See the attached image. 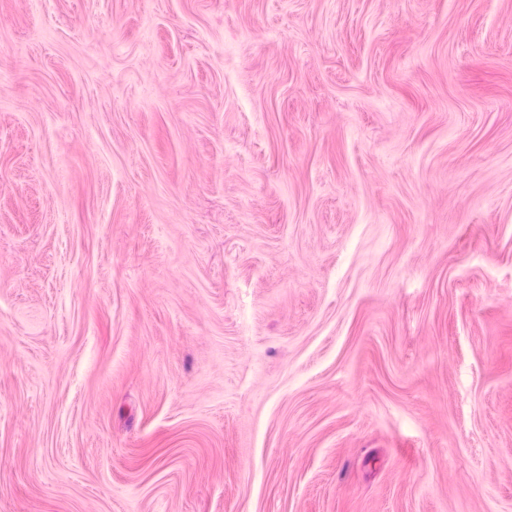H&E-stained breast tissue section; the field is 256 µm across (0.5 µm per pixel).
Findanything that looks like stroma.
<instances>
[{
    "instance_id": "stroma-1",
    "label": "stroma",
    "mask_w": 512,
    "mask_h": 512,
    "mask_svg": "<svg viewBox=\"0 0 512 512\" xmlns=\"http://www.w3.org/2000/svg\"><path fill=\"white\" fill-rule=\"evenodd\" d=\"M0 512H512V0H0Z\"/></svg>"
}]
</instances>
